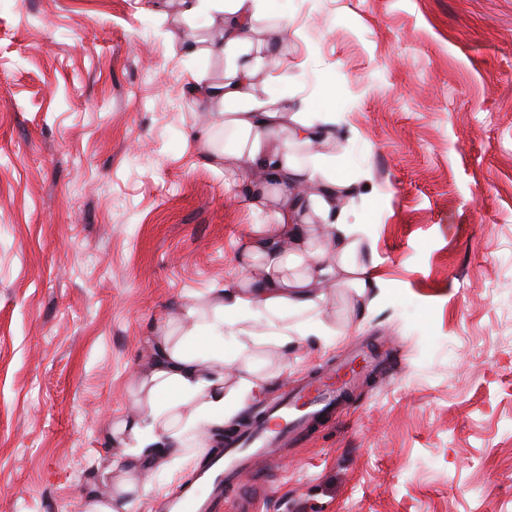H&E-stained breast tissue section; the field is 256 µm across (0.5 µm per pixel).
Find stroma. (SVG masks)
Listing matches in <instances>:
<instances>
[{"instance_id": "stroma-1", "label": "stroma", "mask_w": 512, "mask_h": 512, "mask_svg": "<svg viewBox=\"0 0 512 512\" xmlns=\"http://www.w3.org/2000/svg\"><path fill=\"white\" fill-rule=\"evenodd\" d=\"M282 61L259 96L306 103L352 181L356 254L324 336L252 347L282 384L375 344L392 365L262 464L253 512H512V0H267ZM222 14L178 0H0V512L110 495L152 328L241 275L254 205L212 167L231 138L195 76Z\"/></svg>"}]
</instances>
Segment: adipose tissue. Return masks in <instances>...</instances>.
I'll return each mask as SVG.
<instances>
[{
    "label": "adipose tissue",
    "mask_w": 512,
    "mask_h": 512,
    "mask_svg": "<svg viewBox=\"0 0 512 512\" xmlns=\"http://www.w3.org/2000/svg\"><path fill=\"white\" fill-rule=\"evenodd\" d=\"M185 21L224 14V29L212 52L223 54L228 65L221 82L197 78L192 91L216 109L233 136L229 153L211 152L210 160L224 156L236 162L235 171L249 184L248 195L258 200L263 186L277 184V206L264 223L251 225L247 255L251 263L243 279L215 289L205 307L189 308L188 327H158L147 342L152 356L139 376L141 411L117 422L111 438L123 454L113 459L116 489L110 496L89 494L82 512H144L146 492L137 475L151 468L193 460L184 446L185 434L211 437L223 432L224 422L247 401L260 396L267 377L251 368L249 349L236 356L243 371L234 384L224 380V319L249 315L275 323L272 340L283 346L289 340L287 316L292 312H318L329 288L349 282L358 288L375 286L366 267L357 265L358 224L349 220L341 200L348 189L337 178L335 161L312 157L298 164L293 148L328 140L316 112H299L287 101L257 98L249 93L255 78L270 72L276 46L255 41L266 23L264 0H179ZM287 129L278 140L271 131ZM307 185L309 210L317 213L328 232L335 258L325 265V255L314 250L307 237L305 215L293 202L299 185Z\"/></svg>",
    "instance_id": "1"
}]
</instances>
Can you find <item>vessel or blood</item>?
<instances>
[{
  "label": "vessel or blood",
  "mask_w": 512,
  "mask_h": 512,
  "mask_svg": "<svg viewBox=\"0 0 512 512\" xmlns=\"http://www.w3.org/2000/svg\"><path fill=\"white\" fill-rule=\"evenodd\" d=\"M351 385V379L346 376L326 375L314 382L286 388L283 400L268 411L248 435L229 440L223 459L213 462L211 472L198 476L196 484L212 485L213 496L201 497L196 485H189L164 504L163 512H217L228 503L236 505L239 512H248L250 502L243 499L240 483L247 463L266 459L269 449L310 429L336 405L346 402Z\"/></svg>",
  "instance_id": "1"
}]
</instances>
